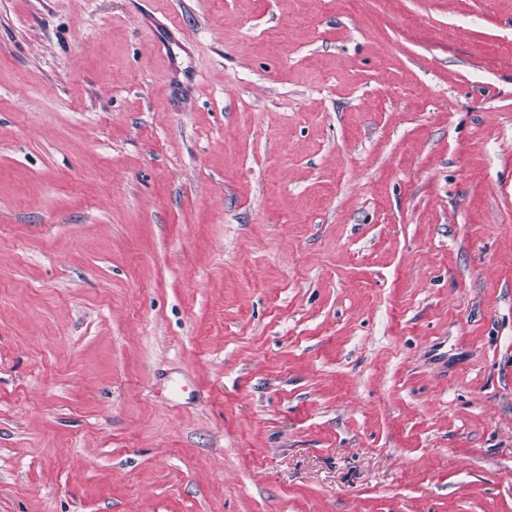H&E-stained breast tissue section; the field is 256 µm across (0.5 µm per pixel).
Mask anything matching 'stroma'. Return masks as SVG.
I'll return each mask as SVG.
<instances>
[{"mask_svg": "<svg viewBox=\"0 0 512 512\" xmlns=\"http://www.w3.org/2000/svg\"><path fill=\"white\" fill-rule=\"evenodd\" d=\"M0 512H512V0H0Z\"/></svg>", "mask_w": 512, "mask_h": 512, "instance_id": "35a3bbf8", "label": "stroma"}]
</instances>
